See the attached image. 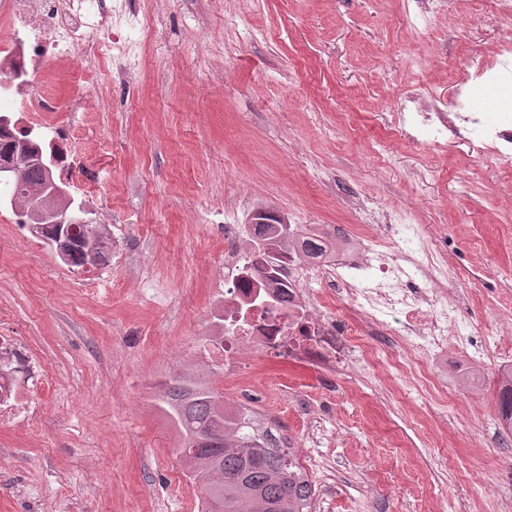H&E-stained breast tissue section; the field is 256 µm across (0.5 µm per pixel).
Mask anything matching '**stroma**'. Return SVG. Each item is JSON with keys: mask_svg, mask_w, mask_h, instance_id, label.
I'll return each mask as SVG.
<instances>
[{"mask_svg": "<svg viewBox=\"0 0 512 512\" xmlns=\"http://www.w3.org/2000/svg\"><path fill=\"white\" fill-rule=\"evenodd\" d=\"M153 33L128 44L136 73L75 54L29 72L42 97L80 93L79 168H56L117 243L106 264L65 265L0 208V336L52 368L41 422L0 428V512H199L177 457L160 380L181 368L224 377L201 351L223 293L224 227L266 210L293 224H356L349 195L439 224L458 319L480 342L512 324V169L481 129L429 140L385 130L410 83L434 98L494 87L512 113V20L494 0H452L417 43L411 0H151ZM233 25H225V16ZM390 362L358 381L297 364L264 366L257 407L293 444L316 512H497L512 502V434L497 415L500 359L461 352L434 368L447 411L409 395L418 356L394 337Z\"/></svg>", "mask_w": 512, "mask_h": 512, "instance_id": "stroma-1", "label": "stroma"}]
</instances>
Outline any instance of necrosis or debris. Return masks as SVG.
<instances>
[{
    "mask_svg": "<svg viewBox=\"0 0 512 512\" xmlns=\"http://www.w3.org/2000/svg\"><path fill=\"white\" fill-rule=\"evenodd\" d=\"M126 0H0V74L36 69L62 61L75 51L111 59L122 41L113 21ZM425 88L411 87L388 134L414 133L440 144L448 133L479 126L477 113L452 103L450 111L425 109ZM351 205L359 222L339 226L334 250L311 257L302 247L287 249L265 274L256 238L262 228L224 227V379L239 391L227 407L245 410L240 388L257 371L258 361L304 359L332 372L380 364L378 350L364 343L366 331L385 330L405 349L433 358L463 345L466 332L457 313L461 296L439 237L414 225L405 213L370 205L356 196ZM0 360L29 369L30 382L0 372V427L33 422V389L50 385L52 373L31 347L0 339Z\"/></svg>",
    "mask_w": 512,
    "mask_h": 512,
    "instance_id": "obj_1",
    "label": "necrosis or debris"
}]
</instances>
